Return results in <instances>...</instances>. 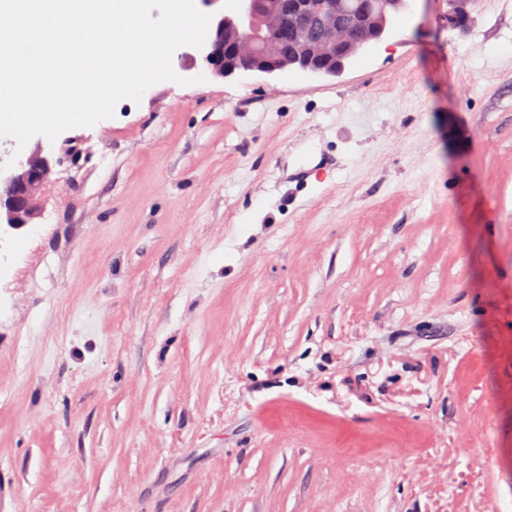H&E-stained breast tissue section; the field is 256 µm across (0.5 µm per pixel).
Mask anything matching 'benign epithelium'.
Wrapping results in <instances>:
<instances>
[{"label":"benign epithelium","mask_w":512,"mask_h":512,"mask_svg":"<svg viewBox=\"0 0 512 512\" xmlns=\"http://www.w3.org/2000/svg\"><path fill=\"white\" fill-rule=\"evenodd\" d=\"M408 0H224L211 37L182 53L215 78L237 71L265 74L299 68L337 76L367 44L379 41ZM51 171L41 145L0 170V234L17 233L41 217Z\"/></svg>","instance_id":"obj_1"}]
</instances>
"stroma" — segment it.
Here are the masks:
<instances>
[{"mask_svg": "<svg viewBox=\"0 0 512 512\" xmlns=\"http://www.w3.org/2000/svg\"><path fill=\"white\" fill-rule=\"evenodd\" d=\"M467 11L45 143L0 512H512V0Z\"/></svg>", "mask_w": 512, "mask_h": 512, "instance_id": "1", "label": "stroma"}]
</instances>
